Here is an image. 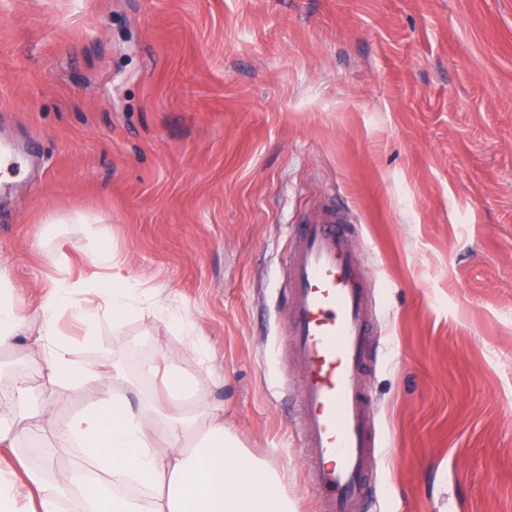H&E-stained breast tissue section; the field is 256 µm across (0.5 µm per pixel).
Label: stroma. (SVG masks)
I'll list each match as a JSON object with an SVG mask.
<instances>
[{"instance_id": "stroma-1", "label": "stroma", "mask_w": 512, "mask_h": 512, "mask_svg": "<svg viewBox=\"0 0 512 512\" xmlns=\"http://www.w3.org/2000/svg\"><path fill=\"white\" fill-rule=\"evenodd\" d=\"M0 270L28 401L223 418L313 512L280 264L318 204L377 282L385 448L356 512H512V0H0ZM111 248L137 312L96 302ZM99 377L53 380L38 307ZM191 382L181 409L151 362ZM72 285L67 279L60 280L54 291L46 298L41 306L44 322L40 336H57L56 320L58 314L66 308L67 305V288Z\"/></svg>"}]
</instances>
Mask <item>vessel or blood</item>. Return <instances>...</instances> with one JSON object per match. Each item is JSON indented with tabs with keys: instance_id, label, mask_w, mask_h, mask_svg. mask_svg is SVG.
Instances as JSON below:
<instances>
[{
	"instance_id": "1",
	"label": "vessel or blood",
	"mask_w": 512,
	"mask_h": 512,
	"mask_svg": "<svg viewBox=\"0 0 512 512\" xmlns=\"http://www.w3.org/2000/svg\"><path fill=\"white\" fill-rule=\"evenodd\" d=\"M347 213L325 205L297 225L283 295L301 372L299 440L317 512H352L381 446L363 379L374 356L375 282L362 268Z\"/></svg>"
}]
</instances>
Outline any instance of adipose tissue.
<instances>
[{
  "label": "adipose tissue",
  "instance_id": "obj_1",
  "mask_svg": "<svg viewBox=\"0 0 512 512\" xmlns=\"http://www.w3.org/2000/svg\"><path fill=\"white\" fill-rule=\"evenodd\" d=\"M91 262L112 273L109 286L92 289V296L103 298L113 315L136 311L135 285L115 262L111 249H99ZM69 286L68 280H60L44 301L43 335L54 339ZM49 359L55 379L63 384H80L90 372L73 360L66 343L55 339ZM9 391L13 403L0 407L1 446H11L20 435L43 436L60 447L80 444L87 453L85 464L61 475L57 483L40 487L33 512H62L67 487L83 493L88 512H291L288 496L274 476L240 450L221 419H212L204 438L188 452L182 443L194 426L192 420L168 424L160 434L126 401L102 400L64 416L45 432L24 406L25 380L11 379ZM160 435L169 447L164 455L154 449ZM131 483L152 490L150 500L114 495V488Z\"/></svg>",
  "mask_w": 512,
  "mask_h": 512
}]
</instances>
